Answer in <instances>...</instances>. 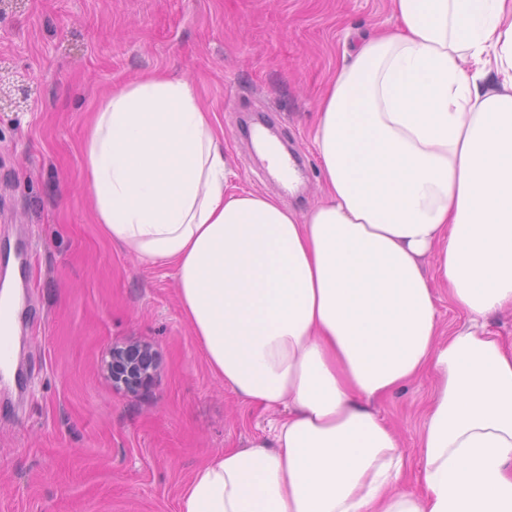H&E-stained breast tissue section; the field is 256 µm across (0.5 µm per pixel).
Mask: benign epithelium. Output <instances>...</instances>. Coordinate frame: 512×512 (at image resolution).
<instances>
[{"label": "benign epithelium", "instance_id": "1", "mask_svg": "<svg viewBox=\"0 0 512 512\" xmlns=\"http://www.w3.org/2000/svg\"><path fill=\"white\" fill-rule=\"evenodd\" d=\"M160 356L147 343H114L105 360L108 373L112 374V387L125 393L148 388L160 368Z\"/></svg>", "mask_w": 512, "mask_h": 512}]
</instances>
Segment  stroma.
Returning <instances> with one entry per match:
<instances>
[{"mask_svg":"<svg viewBox=\"0 0 512 512\" xmlns=\"http://www.w3.org/2000/svg\"><path fill=\"white\" fill-rule=\"evenodd\" d=\"M391 0H12L0 11V251L29 235L32 288L17 331L25 391H0V512H178L202 464L246 444L270 416L225 389L182 314L175 270L125 254L82 189L88 112L113 87L162 70L192 81L224 128L231 186L304 212L322 197L312 129L354 47L390 26ZM299 155L288 191L246 123L264 113ZM150 343V389L113 390L112 344ZM423 376L385 400L408 449L433 390Z\"/></svg>","mask_w":512,"mask_h":512,"instance_id":"35a3bbf8","label":"stroma"}]
</instances>
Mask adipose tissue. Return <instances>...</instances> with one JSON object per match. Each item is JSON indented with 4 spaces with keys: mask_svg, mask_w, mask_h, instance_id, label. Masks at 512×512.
<instances>
[{
    "mask_svg": "<svg viewBox=\"0 0 512 512\" xmlns=\"http://www.w3.org/2000/svg\"><path fill=\"white\" fill-rule=\"evenodd\" d=\"M393 3L321 99L305 213L230 190L188 79L141 76L87 122L95 223L174 267L225 389L285 411L200 466L179 512H512V340L489 326L512 308V0ZM429 373L413 454L377 406Z\"/></svg>",
    "mask_w": 512,
    "mask_h": 512,
    "instance_id": "adipose-tissue-1",
    "label": "adipose tissue"
}]
</instances>
